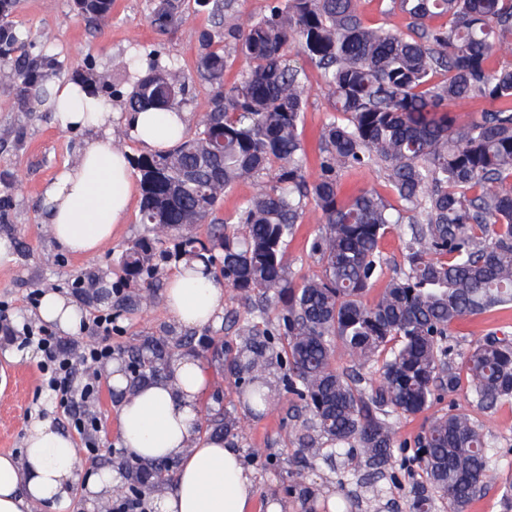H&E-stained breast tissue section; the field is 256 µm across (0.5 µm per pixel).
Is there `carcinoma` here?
Wrapping results in <instances>:
<instances>
[{"instance_id": "obj_1", "label": "carcinoma", "mask_w": 512, "mask_h": 512, "mask_svg": "<svg viewBox=\"0 0 512 512\" xmlns=\"http://www.w3.org/2000/svg\"><path fill=\"white\" fill-rule=\"evenodd\" d=\"M197 2L224 25L197 33L200 75L213 91L194 135L136 160L147 234L120 256L136 285L127 299L151 302L158 259L206 272L221 264L224 286L249 301L253 321L229 360L243 411L270 406L266 372L283 362L288 391L312 414L299 447L325 461L347 458L336 497L354 479L386 477L398 458L415 512H431L436 499L462 512L498 460L487 435L465 413L450 412L430 422L409 454L396 447V425L425 410L437 391L458 389L451 327L512 304V108L467 123L448 113L472 97L512 103V67L487 64L512 36V0H392L408 20L405 31L365 25L361 0H271L267 12L248 18L237 0ZM74 3L101 25L110 19L112 0ZM13 5L0 0L5 56L24 40L6 22ZM182 5L156 0L151 23L184 24ZM439 18L445 22L434 24ZM293 52L322 70L333 96L313 176L302 136L307 75L289 64ZM237 58L246 68L228 86L224 73ZM57 66L51 57L18 60L0 67V80L22 97L46 98L43 68ZM125 78L131 112H171L188 91L171 64L144 75L128 69ZM358 168L382 171L393 200L373 189L342 198V173ZM245 180L260 182V191L218 219L224 196ZM311 205L325 218L310 245L320 272L297 277L286 260L288 238ZM198 224L211 226L204 240L190 231ZM396 224L409 236L405 266L367 304L363 295L383 271L381 239ZM187 345L161 336L135 348L130 387L165 373ZM338 349L349 367L336 368ZM462 363L481 408L512 402V336L488 334ZM206 428L234 437L240 417L210 412ZM323 439L330 448L322 455ZM117 465L125 494H154L173 481L171 460Z\"/></svg>"}]
</instances>
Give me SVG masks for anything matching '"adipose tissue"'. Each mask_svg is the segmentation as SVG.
Instances as JSON below:
<instances>
[{
  "label": "adipose tissue",
  "mask_w": 512,
  "mask_h": 512,
  "mask_svg": "<svg viewBox=\"0 0 512 512\" xmlns=\"http://www.w3.org/2000/svg\"><path fill=\"white\" fill-rule=\"evenodd\" d=\"M49 110L68 130L89 131L73 164L44 190L47 224L56 243L68 252L93 255L111 241L123 223L135 180L128 151L112 143V112L82 83L55 84ZM144 149L172 148L184 135L183 112H131L125 117ZM168 311L187 327H203L224 312V290L202 274L176 270L167 280ZM206 376L199 360L180 359L168 377L127 394L118 409L119 432L127 455L135 459L178 460L174 480L160 494L156 512H250L257 495L252 472L239 451L217 435L197 436L193 421ZM83 465L71 440L52 421L32 420L22 457L0 455V512H30L32 502L53 512H69L78 480L93 497L115 486L105 468L83 477Z\"/></svg>",
  "instance_id": "adipose-tissue-1"
}]
</instances>
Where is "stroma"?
I'll return each instance as SVG.
<instances>
[{
  "instance_id": "35a3bbf8",
  "label": "stroma",
  "mask_w": 512,
  "mask_h": 512,
  "mask_svg": "<svg viewBox=\"0 0 512 512\" xmlns=\"http://www.w3.org/2000/svg\"><path fill=\"white\" fill-rule=\"evenodd\" d=\"M154 0H112V18L101 26L87 21L73 8V0H15L7 21L29 35L26 43L16 44L11 59H36L44 55L59 63L52 82L81 78L90 80L108 69L121 76L132 54L148 56L157 52L161 61L175 64L188 79L189 93L179 105L189 115L188 132H195L212 89L198 76L203 49L197 31L211 29L215 20L208 13L188 10L185 26L159 31L150 23ZM51 34L50 44H42V34ZM291 62L307 74L309 96L304 112L303 137L309 170H317L319 136L329 115L332 98L321 71L304 56ZM16 85L0 83V238L13 245L14 260L0 265V300L9 301L12 323H39L38 308L30 302L34 290L56 291L69 298L80 310L83 322H91L101 312L115 317L112 351L123 356L129 346L166 334L191 337V354L201 362L206 383L199 396L198 418L216 408H232L238 402L236 382L224 362V348L239 347L240 328L249 317V303L232 289L224 291L225 319L200 328H186L169 314L159 288L150 305L133 306L112 298L89 303L74 289L78 280L93 288H113L123 278L119 257L127 243L140 237L145 226L140 220V202L132 200L123 224L112 241L94 256L74 255L60 249L45 224L43 189L75 159L84 136L63 129L55 113L32 100L19 105ZM324 221L320 210L308 208L301 224L288 240V261L292 273L314 275L319 267L309 255V243ZM512 335V306L486 312L457 324L451 340L459 352H468L489 332ZM40 356L19 351L10 337L0 333V454L22 456L26 428L32 418L52 420L71 435L79 449L84 469L99 470L98 459L123 454L117 412L123 393L117 392L108 374H101L99 399L95 410L102 423L99 446L88 450L81 436L75 435L68 413L40 393ZM267 381L276 394L275 406L267 414L244 418L233 444L256 478L257 497L253 512H266L265 500L273 495L284 498L288 512H307L308 503L292 493L295 481L309 488L313 498H326L336 491V471L323 461L300 468L303 458L295 440L308 413L302 402L289 394L283 371L271 366ZM456 409L470 415L497 449L499 461L491 472L485 490L464 512H504L503 492L512 481V403L491 411L482 410L466 390L444 393L422 414L401 420L397 441L413 445L417 435L432 417ZM360 512H388L397 503L399 512H413L407 481L381 482L379 489L361 488Z\"/></svg>"
}]
</instances>
